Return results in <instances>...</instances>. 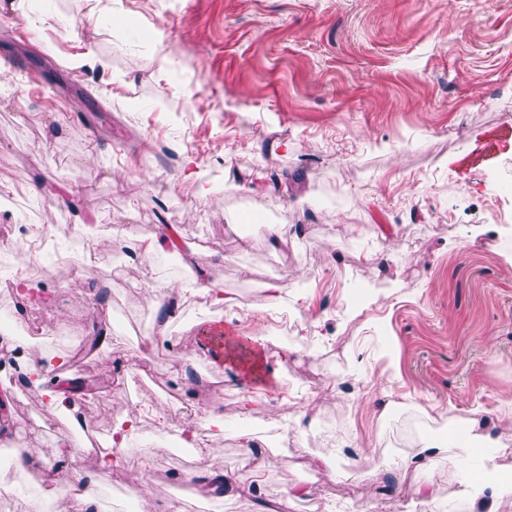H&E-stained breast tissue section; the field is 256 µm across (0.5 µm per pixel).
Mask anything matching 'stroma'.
Listing matches in <instances>:
<instances>
[{"mask_svg":"<svg viewBox=\"0 0 512 512\" xmlns=\"http://www.w3.org/2000/svg\"><path fill=\"white\" fill-rule=\"evenodd\" d=\"M16 2L0 16V232L59 225L65 263L26 267L48 302L0 295V320L40 325L29 355H66L69 380L100 387L70 390L56 412L43 390L0 392V444L38 448L63 483L56 445L87 427L109 438L132 415L119 479L162 472L184 512L253 508L183 485L187 454L156 435L144 404H179L183 430L197 429L198 400L218 407L217 467L263 495L309 488L289 512L370 500L421 512L397 464L426 438L464 437L432 421L439 410L478 419L512 463V420L499 414L512 400L500 222L512 210V0ZM86 54L105 67L75 66ZM189 157L208 197L182 179ZM259 167L265 179L241 192ZM71 224L90 226L93 253ZM166 224L177 233L150 261L113 249ZM270 224L293 225L292 242L271 245ZM149 282L167 287L174 318L151 306ZM270 283L285 286V316L268 307ZM101 315L116 343L90 353ZM216 320L229 332L220 346L199 333ZM128 353L139 375L115 363ZM392 400L403 412L381 417ZM241 430L260 438L265 465L242 467ZM460 469L442 458L418 474L441 512L470 510Z\"/></svg>","mask_w":512,"mask_h":512,"instance_id":"35a3bbf8","label":"stroma"}]
</instances>
